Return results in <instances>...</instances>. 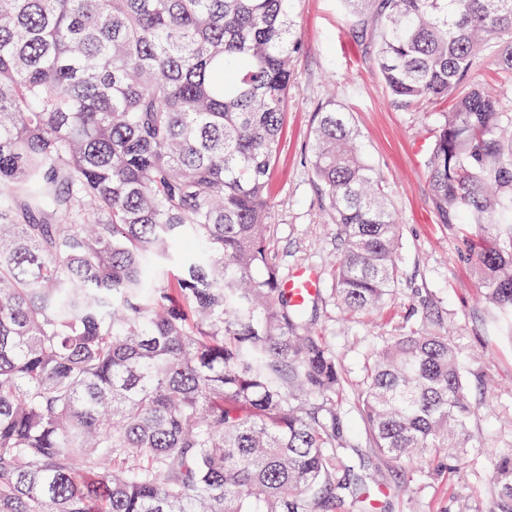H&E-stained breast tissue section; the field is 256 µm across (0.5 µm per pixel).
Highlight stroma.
<instances>
[{"instance_id":"obj_1","label":"stroma","mask_w":512,"mask_h":512,"mask_svg":"<svg viewBox=\"0 0 512 512\" xmlns=\"http://www.w3.org/2000/svg\"><path fill=\"white\" fill-rule=\"evenodd\" d=\"M292 14L302 47L292 65L268 221L280 276L304 266L319 274L320 292L308 303L307 316L339 356L348 412L338 426L362 446L366 470L383 490L381 512H493L492 469L484 452L512 448V335L490 326L478 275L453 259L463 239L460 225L440 223L433 210L424 158L442 109L392 102L374 68L370 35L353 29L339 0H294ZM331 103L351 113L401 226L398 286L385 305L365 316L346 313L332 295L336 227L328 221L311 167L315 114ZM426 306L438 315V330L456 345L468 397L477 407L470 426L477 463L458 472L429 459L400 464L378 459L363 447L352 409L372 352L416 321Z\"/></svg>"}]
</instances>
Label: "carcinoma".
Segmentation results:
<instances>
[{
  "mask_svg": "<svg viewBox=\"0 0 512 512\" xmlns=\"http://www.w3.org/2000/svg\"><path fill=\"white\" fill-rule=\"evenodd\" d=\"M391 99L449 104L425 157L512 324V123L471 79L512 72V0H341ZM292 0H0V512H366L336 427V352L269 249L270 173L301 48ZM333 292L378 308L400 225L349 112L316 114ZM425 311L359 399L384 459L460 454L475 410ZM512 512V448L488 451Z\"/></svg>",
  "mask_w": 512,
  "mask_h": 512,
  "instance_id": "cac0c4a2",
  "label": "carcinoma"
}]
</instances>
